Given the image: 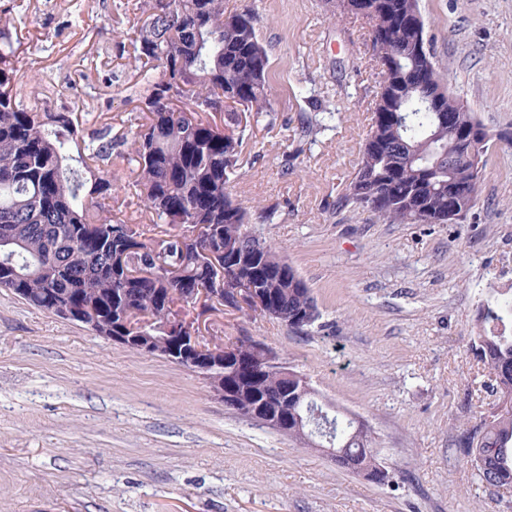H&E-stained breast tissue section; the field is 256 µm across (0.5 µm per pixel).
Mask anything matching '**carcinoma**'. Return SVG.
<instances>
[{"label": "carcinoma", "instance_id": "obj_1", "mask_svg": "<svg viewBox=\"0 0 512 512\" xmlns=\"http://www.w3.org/2000/svg\"><path fill=\"white\" fill-rule=\"evenodd\" d=\"M376 6L380 91L362 156L345 187L347 202L389 224L448 223V180L456 179L477 201L481 178L448 166L456 149L439 114L460 110L459 122L477 118L460 97L440 92L447 79L425 38L419 0H368ZM17 6L0 10V288L26 289L23 299L44 309L67 306L73 322L93 311L95 332L112 335V312L124 313L128 336H167L166 300L184 314L195 307L183 291L211 288L220 272L208 253L237 246L249 257L229 264L235 277L273 294L285 319L305 329L322 313L296 269L256 233L248 211L230 190L251 119L272 112L267 83L270 60L252 10L226 12L224 0H147V18L132 40L143 72L161 66L138 92L147 121L133 131L137 195L158 220L172 227L147 241L140 230L105 216L112 198V128L86 130L71 112L25 107L18 100L21 42L13 38ZM199 240L187 242L188 230ZM134 241L138 268L112 270V234ZM472 348L488 373L484 391L493 411L457 437V452L488 487L512 491V296L489 295L480 305ZM257 339L238 348V359L259 371L224 365L231 383L255 403L267 404L282 389L265 370ZM325 414L333 429L336 466L370 469L377 452L370 431L317 391L288 407L296 416Z\"/></svg>", "mask_w": 512, "mask_h": 512}]
</instances>
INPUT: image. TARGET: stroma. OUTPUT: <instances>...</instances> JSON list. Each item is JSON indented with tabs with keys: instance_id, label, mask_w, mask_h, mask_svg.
Here are the masks:
<instances>
[{
	"instance_id": "obj_1",
	"label": "stroma",
	"mask_w": 512,
	"mask_h": 512,
	"mask_svg": "<svg viewBox=\"0 0 512 512\" xmlns=\"http://www.w3.org/2000/svg\"><path fill=\"white\" fill-rule=\"evenodd\" d=\"M26 105L110 126L116 221L160 234L135 194L127 137L143 122L132 39L143 0H19ZM253 7L270 55L272 117L253 124L233 196L306 281L321 325L295 333L227 310L217 335L274 347L319 395L359 417L377 485L229 410L197 373L55 318L0 288V512H508L455 451L479 421L470 343L490 289H512V148L492 143L479 200L454 224H386L343 188L374 118L368 24L329 0ZM454 91L490 133L512 131V0H419ZM335 114L309 132L319 108Z\"/></svg>"
}]
</instances>
